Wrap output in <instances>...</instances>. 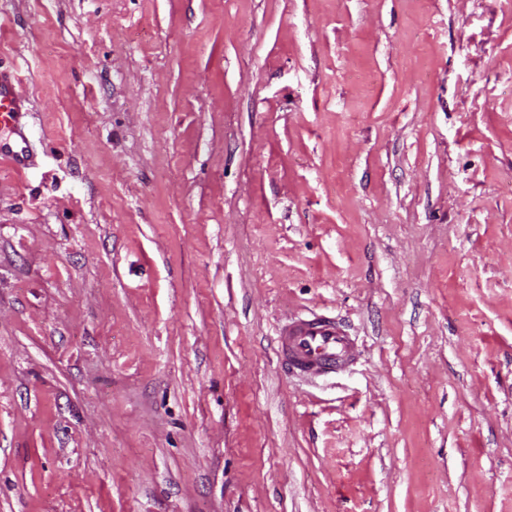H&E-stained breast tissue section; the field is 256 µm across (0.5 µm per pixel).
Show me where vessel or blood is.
Listing matches in <instances>:
<instances>
[{"label": "vessel or blood", "mask_w": 512, "mask_h": 512, "mask_svg": "<svg viewBox=\"0 0 512 512\" xmlns=\"http://www.w3.org/2000/svg\"><path fill=\"white\" fill-rule=\"evenodd\" d=\"M27 112V100L16 90L14 73L0 68V161L19 171L33 163L22 133ZM278 354L292 370L322 376L345 370L352 364L356 345L335 318L315 314L279 328Z\"/></svg>", "instance_id": "vessel-or-blood-1"}]
</instances>
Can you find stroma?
Listing matches in <instances>:
<instances>
[{
	"label": "stroma",
	"mask_w": 512,
	"mask_h": 512,
	"mask_svg": "<svg viewBox=\"0 0 512 512\" xmlns=\"http://www.w3.org/2000/svg\"><path fill=\"white\" fill-rule=\"evenodd\" d=\"M0 64V512H512V0H0ZM28 112L27 99L16 90L15 74L3 69L0 64V161L7 162L18 171L33 164L28 150L27 139L22 132L23 120ZM8 131L11 139L3 137ZM277 338L280 360L304 375L343 371L356 355L354 339L335 318L324 314L286 323L279 328Z\"/></svg>",
	"instance_id": "stroma-1"
}]
</instances>
